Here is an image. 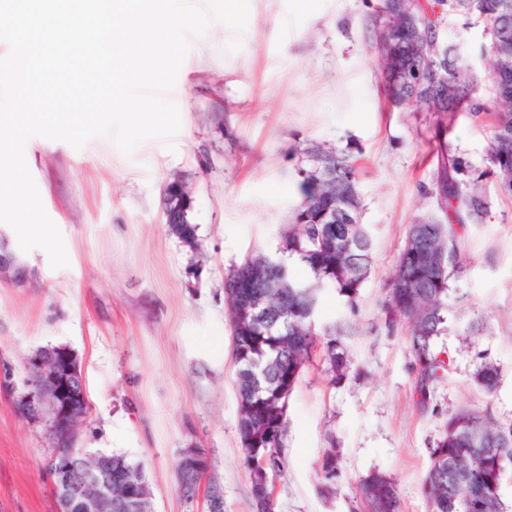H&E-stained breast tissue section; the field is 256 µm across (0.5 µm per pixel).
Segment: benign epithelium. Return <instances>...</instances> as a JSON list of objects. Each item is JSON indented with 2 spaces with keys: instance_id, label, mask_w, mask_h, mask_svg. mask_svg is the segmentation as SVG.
Listing matches in <instances>:
<instances>
[{
  "instance_id": "benign-epithelium-1",
  "label": "benign epithelium",
  "mask_w": 512,
  "mask_h": 512,
  "mask_svg": "<svg viewBox=\"0 0 512 512\" xmlns=\"http://www.w3.org/2000/svg\"><path fill=\"white\" fill-rule=\"evenodd\" d=\"M25 368L29 374L27 399L34 409L29 417L45 421L55 440H74L78 420L84 417L87 407L76 356L65 347L55 354L38 350L26 359ZM181 458L183 466L178 477L184 480L187 473L200 469L199 451L186 448ZM49 468L60 512H112V471L104 470L101 462L84 460L76 475L73 459L56 452L49 460Z\"/></svg>"
}]
</instances>
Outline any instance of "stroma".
Masks as SVG:
<instances>
[{"instance_id":"obj_1","label":"stroma","mask_w":512,"mask_h":512,"mask_svg":"<svg viewBox=\"0 0 512 512\" xmlns=\"http://www.w3.org/2000/svg\"><path fill=\"white\" fill-rule=\"evenodd\" d=\"M382 0H249L244 31L212 22L190 40L173 101L180 130L171 142L122 153L108 137L76 149L33 137L27 167L60 230L69 264L52 268L39 247L22 250L0 223V512H59L48 470L56 450L44 421L24 416L25 360L65 347L79 360L89 412L75 442L93 456L116 454L143 468L154 512H207L205 494L184 500L176 464L204 449V486L218 487L224 512H252L238 436L232 333L224 275L247 254L279 246L298 201L296 142L351 152L372 241L371 274L348 307L321 292L317 326L350 322L347 378L305 367L289 398L285 473L276 512H358V483L380 471L398 485L401 512H428L423 483L448 416L461 408L512 420V202L492 198L483 223L463 237L467 275L448 290V329L436 341L448 372L421 404L408 325L387 329L381 301L408 226L437 213L422 196L433 173L428 112L390 108L379 86L376 19ZM479 84L492 69L490 36L452 13L440 28ZM492 128L459 117L448 141L485 168ZM191 198L195 244L165 222L169 183ZM495 364L493 392L479 388V361ZM336 448L334 493L318 474Z\"/></svg>"}]
</instances>
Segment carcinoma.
I'll return each instance as SVG.
<instances>
[{
  "mask_svg": "<svg viewBox=\"0 0 512 512\" xmlns=\"http://www.w3.org/2000/svg\"><path fill=\"white\" fill-rule=\"evenodd\" d=\"M474 14L489 30L492 71L485 89L463 65L456 52L432 56L418 71L412 49L419 36L437 39L436 30L447 13ZM406 15L417 26L395 23ZM382 23L390 25L388 43L379 49L385 96L390 104L416 103L435 114L434 138L448 133V124L461 115L488 122L492 137L489 166L473 167L458 152L439 148L431 186L425 194L437 200L447 222L427 215L409 225L394 273L387 284L382 309L387 326L403 317L409 323L410 352L414 359L421 404L428 403L429 386L442 378L448 355L435 339L448 321L446 298L450 283L467 272L460 232L478 224L490 207L486 183L498 197L512 201V0H384ZM443 77L457 85L458 93L444 101L430 85ZM289 152L301 154L306 165L297 168L299 202L288 230L282 232L274 258L256 252L230 269L224 292L232 328V356L236 365L238 434L243 465L254 473L253 463L263 460L268 473L284 472L283 438L288 400L312 357L322 354L330 381L347 376L350 360L343 325L317 332L314 316L323 287L336 289L346 304L354 306L371 269L372 242L361 224V202L356 168L350 155L301 143ZM298 261L309 278H297L283 257ZM487 392L499 383L498 368L482 361L473 375ZM431 466L424 484L429 512H509L501 497L505 474L512 471V421L503 422L488 412L461 409L450 416L431 450ZM112 482L117 486L112 512H145L147 478L138 466L121 456L108 455ZM325 485L340 473L336 449L327 451L320 464ZM207 469L196 471L179 486L191 499ZM370 512H400L396 483L375 472L360 484ZM256 512H275L270 485L251 481Z\"/></svg>",
  "mask_w": 512,
  "mask_h": 512,
  "instance_id": "1",
  "label": "carcinoma"
}]
</instances>
